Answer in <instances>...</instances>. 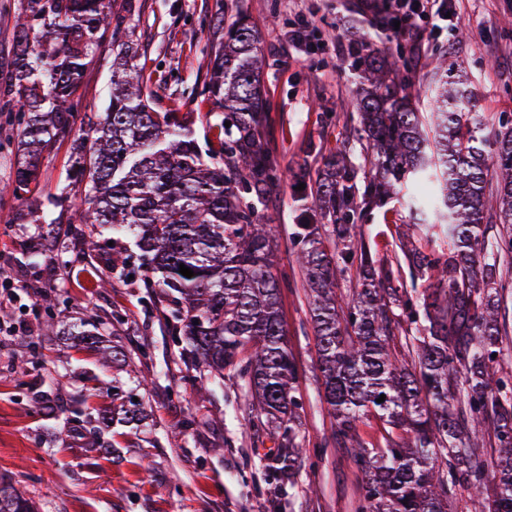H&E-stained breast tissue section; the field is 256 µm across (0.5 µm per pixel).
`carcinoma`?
I'll use <instances>...</instances> for the list:
<instances>
[{"label": "carcinoma", "mask_w": 512, "mask_h": 512, "mask_svg": "<svg viewBox=\"0 0 512 512\" xmlns=\"http://www.w3.org/2000/svg\"><path fill=\"white\" fill-rule=\"evenodd\" d=\"M108 31L109 102L77 131V92ZM212 33L201 96L224 113L210 126L218 163L203 159L186 120L155 108L149 79L132 64L137 47L125 17L110 0H24L0 88L4 111L16 113L17 166L0 194L26 202L23 223H46L31 185L45 154L70 141V177L85 185L87 204L75 205L78 223L65 230L80 242L78 258L100 248L98 226L134 235L141 266L158 276L148 287L176 295L182 356L199 402L207 398L203 377L235 374L249 393V425L277 443L268 469L291 485L304 448L298 366L273 273L267 194L287 172L265 139L269 63L245 18L228 26L219 18ZM347 61L360 85L352 120L372 150L370 174L358 177L343 154L330 153L289 234L336 443L351 445L371 512H448L457 488L477 492L484 484L478 451L489 438L498 448L493 512H512V386L499 375L509 335L500 317L512 271V119L498 118L487 139L472 117L467 79L448 76L441 59L427 116L404 93L402 53L361 40ZM392 199L403 201L412 223L400 253L378 259L361 222ZM181 264L194 276L181 275ZM351 270L360 288L345 300L336 276ZM403 316L421 327L410 333ZM114 389L121 421H142L143 403ZM369 415L388 427L377 445L356 434ZM105 426L98 416L88 444L113 453ZM0 512H38L6 474Z\"/></svg>", "instance_id": "1"}]
</instances>
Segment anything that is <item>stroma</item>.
<instances>
[{
	"label": "stroma",
	"mask_w": 512,
	"mask_h": 512,
	"mask_svg": "<svg viewBox=\"0 0 512 512\" xmlns=\"http://www.w3.org/2000/svg\"><path fill=\"white\" fill-rule=\"evenodd\" d=\"M458 22L426 29L421 42L377 28L359 0H114L139 45L136 62L150 77L160 111L190 114L200 146L218 111L197 101L208 66L209 23L215 16L248 15L270 66L265 71L266 141L276 149L288 178L270 195L278 216L274 270L287 274L281 311L288 346L298 366L300 441L306 453L293 486L276 491L268 481L266 453L246 424L248 400L232 373L214 387L203 406L191 385L164 318L159 292L145 288L134 260L132 238L114 242L129 253L127 266H110L108 252L64 265L47 252L29 261L42 229L18 224L21 204L0 196V279L24 282L0 322L23 325L20 336L0 335V474L11 476L33 497L39 512H363L365 477L347 448L334 440L335 421L324 398L317 346L289 233L299 221L301 186H313L323 155L342 151L368 172L367 143L349 116L357 85L347 69L350 40L373 38L402 50L408 62L406 92L419 111L431 104L439 73L432 57H443L452 74L465 73L476 92L475 110L485 131L499 115H512V0H459ZM309 25L301 44L289 35ZM465 38H458V31ZM112 76V47L102 44L87 67L80 113L104 111ZM70 145L46 154L34 191L40 198H76L69 177ZM405 212L390 202L366 222V238L385 253L397 243ZM106 278L110 287H95ZM51 296L43 305V296ZM52 316L58 335L37 338L38 318ZM102 323L98 350L86 349L77 329ZM119 347L123 370L100 353ZM142 391L148 417L136 429H115L119 457L88 447V417L112 410L111 384ZM54 386V416H45L37 395Z\"/></svg>",
	"instance_id": "1"
}]
</instances>
